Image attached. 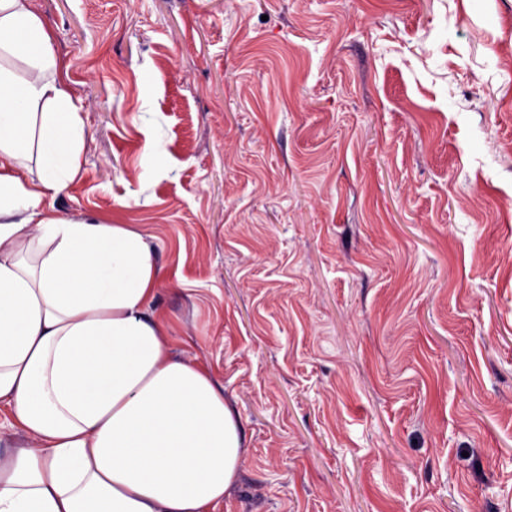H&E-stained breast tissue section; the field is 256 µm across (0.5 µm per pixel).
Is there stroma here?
Wrapping results in <instances>:
<instances>
[{"label": "stroma", "instance_id": "obj_1", "mask_svg": "<svg viewBox=\"0 0 512 512\" xmlns=\"http://www.w3.org/2000/svg\"><path fill=\"white\" fill-rule=\"evenodd\" d=\"M32 8L84 104L56 212L146 237L244 426L214 512H512V0Z\"/></svg>", "mask_w": 512, "mask_h": 512}]
</instances>
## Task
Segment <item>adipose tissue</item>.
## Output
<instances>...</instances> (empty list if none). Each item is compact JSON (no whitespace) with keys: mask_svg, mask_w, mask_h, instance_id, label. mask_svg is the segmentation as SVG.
Returning a JSON list of instances; mask_svg holds the SVG:
<instances>
[{"mask_svg":"<svg viewBox=\"0 0 512 512\" xmlns=\"http://www.w3.org/2000/svg\"><path fill=\"white\" fill-rule=\"evenodd\" d=\"M81 109L31 0H0V405L36 441L0 457V512H209L244 429L173 353L150 244L48 206L80 170Z\"/></svg>","mask_w":512,"mask_h":512,"instance_id":"1","label":"adipose tissue"}]
</instances>
